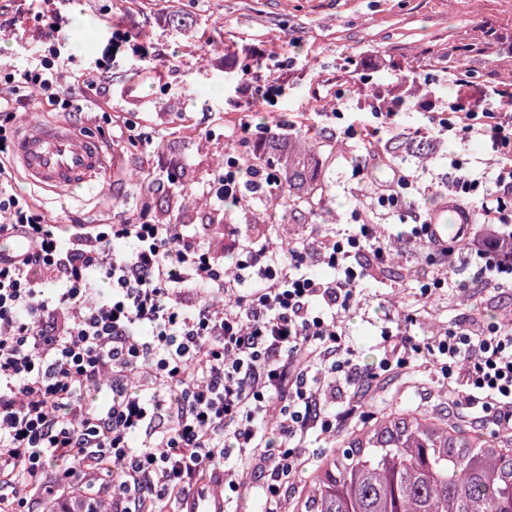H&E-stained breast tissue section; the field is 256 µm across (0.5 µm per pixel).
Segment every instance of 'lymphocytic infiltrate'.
I'll return each mask as SVG.
<instances>
[{
  "label": "lymphocytic infiltrate",
  "instance_id": "f902f5d3",
  "mask_svg": "<svg viewBox=\"0 0 512 512\" xmlns=\"http://www.w3.org/2000/svg\"><path fill=\"white\" fill-rule=\"evenodd\" d=\"M131 39L111 27L108 49L68 78L71 53L45 36L27 66L0 67V117L36 95L65 111L76 94L105 108L112 51ZM500 96L490 112L475 94L449 102L426 131L433 141L482 138L496 153L487 172L449 159L435 193L476 221L445 245L413 211L393 236L354 224L284 251L245 231L228 260L204 245L197 225L147 207L123 224L55 223L0 165V239L26 243L0 252V512H34L70 494L74 463L111 472L112 512H156L233 455L257 476L260 512H288L308 438L335 436L355 414L337 404V384L415 366L432 370L460 421L511 427V325L471 316L420 339L410 333L417 313L406 309L381 327L380 359L363 374L343 326L369 270L384 269L398 243L441 259L422 299L455 287L446 259L458 252L471 266L472 300L512 284V89ZM280 189L275 175L246 174L231 156L201 194L221 213ZM418 190L395 166L376 194L398 210ZM311 259L328 275L310 272Z\"/></svg>",
  "mask_w": 512,
  "mask_h": 512
}]
</instances>
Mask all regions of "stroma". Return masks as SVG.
Listing matches in <instances>:
<instances>
[{
  "instance_id": "35a3bbf8",
  "label": "stroma",
  "mask_w": 512,
  "mask_h": 512,
  "mask_svg": "<svg viewBox=\"0 0 512 512\" xmlns=\"http://www.w3.org/2000/svg\"><path fill=\"white\" fill-rule=\"evenodd\" d=\"M7 2L13 23L0 32V62L7 65L27 64L53 23L70 48L74 71L101 53L109 37L106 21L123 20L142 46L141 52L122 50L112 58V80L104 92L110 111L70 115L77 131L118 136L114 151L121 165L94 186L68 193L20 178L14 183L61 224H121L147 203L160 219L200 225L218 246H231L237 229L246 227L276 246L365 222L390 234L402 215L384 212L373 186L387 179L389 169L373 166L353 176L364 148L343 135L348 125L373 121L360 99L404 80L425 85L430 98L442 101L456 99L461 75L491 93L512 84V0H52L45 16L39 0ZM247 75L276 82L275 102L239 111L235 102ZM338 100L345 104L340 119L331 114ZM306 114L336 143L335 161L320 174L334 200L331 213L317 218L270 205L254 225L238 211L213 217L198 189L212 179L216 160L280 135L279 118L295 122ZM131 122L144 140L124 138ZM452 156L467 163L493 159L494 153L488 141L457 137L430 143L425 154L396 158V166L426 187L411 199L416 210L427 214L438 206L430 187L444 177ZM161 163L184 165L181 194L143 181ZM433 270L422 251L400 244L379 280H366L359 308L345 319L360 368L377 363L379 326L415 302L420 281ZM419 309L417 332L429 336L472 307L461 292L444 288ZM444 402L422 368L373 383L362 409L381 417L410 407L440 409Z\"/></svg>"
}]
</instances>
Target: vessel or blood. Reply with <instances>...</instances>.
Masks as SVG:
<instances>
[{
	"mask_svg": "<svg viewBox=\"0 0 512 512\" xmlns=\"http://www.w3.org/2000/svg\"><path fill=\"white\" fill-rule=\"evenodd\" d=\"M16 159L27 181L55 191L73 190L101 176L107 162L100 143L75 133L68 122L45 125L28 120L14 144ZM428 226L436 242L448 238L449 223H466L467 217L454 204L444 202L431 214ZM220 476H204L175 512H224Z\"/></svg>",
	"mask_w": 512,
	"mask_h": 512,
	"instance_id": "1",
	"label": "vessel or blood"
}]
</instances>
